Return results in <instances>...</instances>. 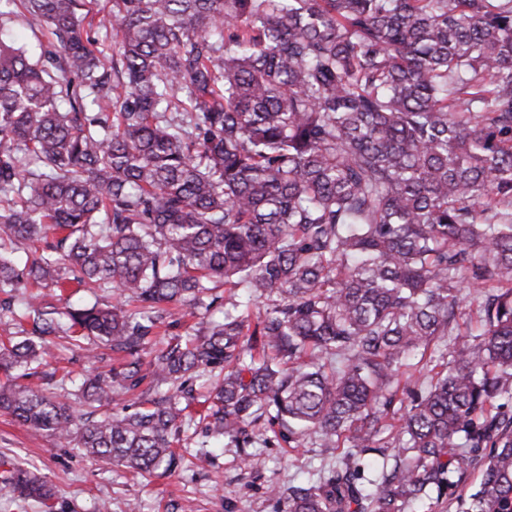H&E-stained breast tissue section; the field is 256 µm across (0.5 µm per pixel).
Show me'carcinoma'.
I'll list each match as a JSON object with an SVG mask.
<instances>
[{
  "label": "carcinoma",
  "mask_w": 512,
  "mask_h": 512,
  "mask_svg": "<svg viewBox=\"0 0 512 512\" xmlns=\"http://www.w3.org/2000/svg\"><path fill=\"white\" fill-rule=\"evenodd\" d=\"M3 2L52 42L0 35V291L36 317L0 410L140 474L193 422L347 449L282 512H407L476 470L462 512H512V0H112L113 52L85 0ZM219 301L150 350L161 304ZM62 333L122 356L72 402L18 383ZM145 365L170 394L113 410ZM0 488L52 509L4 452ZM70 303L73 306L92 305L98 302L99 305L112 304L119 295L111 290H97L95 292L87 291L81 288L78 292L70 293Z\"/></svg>",
  "instance_id": "1"
}]
</instances>
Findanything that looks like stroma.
<instances>
[{"label": "stroma", "mask_w": 512, "mask_h": 512, "mask_svg": "<svg viewBox=\"0 0 512 512\" xmlns=\"http://www.w3.org/2000/svg\"><path fill=\"white\" fill-rule=\"evenodd\" d=\"M111 367V351L100 348L92 354L62 339L37 383L46 395L69 397L91 371ZM202 439L186 429L177 447L179 466L142 476L88 457L65 440L35 435L0 411V452L36 468L54 485L53 512H95L103 500L112 512H127L133 502L140 512H278L271 488L307 480L314 469L336 459L330 448L227 446L214 449L212 465L200 467L196 455Z\"/></svg>", "instance_id": "obj_1"}]
</instances>
